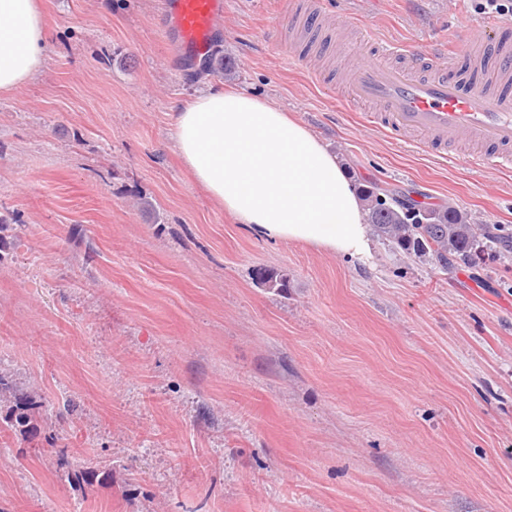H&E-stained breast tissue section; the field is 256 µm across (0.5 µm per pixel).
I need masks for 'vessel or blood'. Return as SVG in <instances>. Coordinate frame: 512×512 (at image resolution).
Masks as SVG:
<instances>
[{
	"instance_id": "b4317fda",
	"label": "vessel or blood",
	"mask_w": 512,
	"mask_h": 512,
	"mask_svg": "<svg viewBox=\"0 0 512 512\" xmlns=\"http://www.w3.org/2000/svg\"><path fill=\"white\" fill-rule=\"evenodd\" d=\"M166 33L182 61L209 56L221 31L224 0H163ZM364 53L348 54L340 71L344 98L367 106L365 122L396 140L440 158L465 140L466 162L491 170L512 169V26L495 20L472 37L493 70L496 94L481 79L459 75L460 52L434 44L410 54L380 42L368 28Z\"/></svg>"
}]
</instances>
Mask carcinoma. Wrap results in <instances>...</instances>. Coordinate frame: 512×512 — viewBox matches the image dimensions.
<instances>
[{"label": "carcinoma", "mask_w": 512, "mask_h": 512, "mask_svg": "<svg viewBox=\"0 0 512 512\" xmlns=\"http://www.w3.org/2000/svg\"><path fill=\"white\" fill-rule=\"evenodd\" d=\"M368 223L378 237L405 255L425 258L440 270L454 263L470 265L494 248L512 253V235L498 233L499 227L473 224L454 207L400 206L392 196L379 192L375 184L358 187ZM40 407L31 395L18 399L6 417L7 427H24L30 411Z\"/></svg>", "instance_id": "1"}]
</instances>
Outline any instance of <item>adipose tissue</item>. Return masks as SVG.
<instances>
[{
	"mask_svg": "<svg viewBox=\"0 0 512 512\" xmlns=\"http://www.w3.org/2000/svg\"><path fill=\"white\" fill-rule=\"evenodd\" d=\"M49 27L42 0H0V91L43 68ZM169 147L237 223L268 241L367 259L372 227L336 155L275 103L219 89L181 103Z\"/></svg>",
	"mask_w": 512,
	"mask_h": 512,
	"instance_id": "1",
	"label": "adipose tissue"
}]
</instances>
